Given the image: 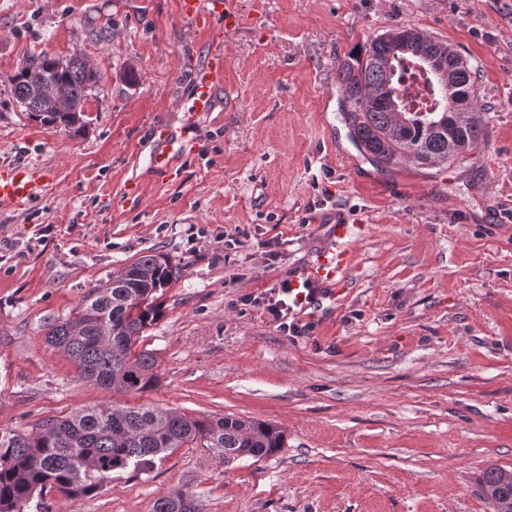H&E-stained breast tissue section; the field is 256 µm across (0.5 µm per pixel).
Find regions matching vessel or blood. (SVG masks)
Returning a JSON list of instances; mask_svg holds the SVG:
<instances>
[{
    "label": "vessel or blood",
    "mask_w": 512,
    "mask_h": 512,
    "mask_svg": "<svg viewBox=\"0 0 512 512\" xmlns=\"http://www.w3.org/2000/svg\"><path fill=\"white\" fill-rule=\"evenodd\" d=\"M178 14L196 32L204 33L217 27L240 26L243 21L235 0H178ZM224 84V56L213 54L194 77V91L189 109L194 113L211 111L213 95ZM48 175L39 168L11 166L0 168V205L23 206L43 187ZM355 232L345 219L334 220L328 226V245L320 252L316 263L298 273L294 285L310 288H343L352 265V254L346 246Z\"/></svg>",
    "instance_id": "b4317fda"
}]
</instances>
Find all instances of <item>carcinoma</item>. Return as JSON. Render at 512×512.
Wrapping results in <instances>:
<instances>
[{"label":"carcinoma","instance_id":"carcinoma-1","mask_svg":"<svg viewBox=\"0 0 512 512\" xmlns=\"http://www.w3.org/2000/svg\"><path fill=\"white\" fill-rule=\"evenodd\" d=\"M401 26L367 40L363 54L340 61L336 80L343 120L352 142L377 169L391 171L406 161L419 166L451 164L482 149L488 134L475 107L476 72L451 45L418 32L414 45L394 37ZM433 58L448 76L442 88L421 63ZM62 70L41 54L27 60L9 79L11 105L43 126L84 128L82 106L101 73L81 53ZM422 77L431 104L413 108L400 88L403 67ZM53 86L68 94L67 112L49 99L33 105L31 92ZM170 262L146 254L112 273V281L91 290L71 317L49 325L46 341L62 350L87 382L116 393H143L159 382L157 358L136 350L161 313L160 291L172 282ZM194 444L230 464L257 461L285 445L277 425L235 415L190 418L150 405H103L50 418L39 430L0 429V512H21L33 498L56 491L77 500L99 493L112 474L151 472L168 453ZM502 493L500 507L512 506V470L486 468L479 488ZM152 512H200L194 495L178 490L156 500Z\"/></svg>","mask_w":512,"mask_h":512}]
</instances>
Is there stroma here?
I'll list each match as a JSON object with an SVG mask.
<instances>
[{
  "label": "stroma",
  "mask_w": 512,
  "mask_h": 512,
  "mask_svg": "<svg viewBox=\"0 0 512 512\" xmlns=\"http://www.w3.org/2000/svg\"><path fill=\"white\" fill-rule=\"evenodd\" d=\"M236 6L239 28L204 37L177 0H0V167L48 173L25 207L0 206V428L116 402L286 435L274 456L229 466L189 445L94 497L53 491L24 512H151L176 489L202 512H493L476 484L488 466L512 469V0ZM400 26L467 56L482 151L383 172L349 141L337 64ZM76 51L103 76L81 134L10 105L7 79L29 57ZM214 52L224 87L195 116L193 77ZM166 132L181 149L160 176ZM343 214L365 230L342 295L301 313L307 334L282 335L242 297L308 266L323 220ZM268 238L281 260L260 248ZM150 253L178 270L139 344L160 382L115 394L44 337Z\"/></svg>",
  "instance_id": "stroma-1"
}]
</instances>
